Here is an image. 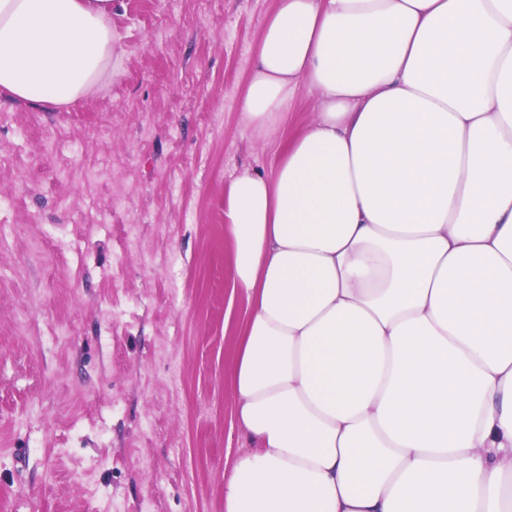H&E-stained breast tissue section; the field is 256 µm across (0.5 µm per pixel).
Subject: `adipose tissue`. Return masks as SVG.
I'll return each mask as SVG.
<instances>
[{
	"mask_svg": "<svg viewBox=\"0 0 512 512\" xmlns=\"http://www.w3.org/2000/svg\"><path fill=\"white\" fill-rule=\"evenodd\" d=\"M113 0H0V89L112 73ZM227 191L248 445L225 512H512V0H275ZM314 98L305 88H301L297 106L291 114L288 125V135L299 132L314 116Z\"/></svg>",
	"mask_w": 512,
	"mask_h": 512,
	"instance_id": "ef3b65f1",
	"label": "adipose tissue"
}]
</instances>
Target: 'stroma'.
<instances>
[{
  "label": "stroma",
  "instance_id": "35a3bbf8",
  "mask_svg": "<svg viewBox=\"0 0 512 512\" xmlns=\"http://www.w3.org/2000/svg\"><path fill=\"white\" fill-rule=\"evenodd\" d=\"M271 0H117L62 108L0 90V512H224L242 451L227 188Z\"/></svg>",
  "mask_w": 512,
  "mask_h": 512
}]
</instances>
